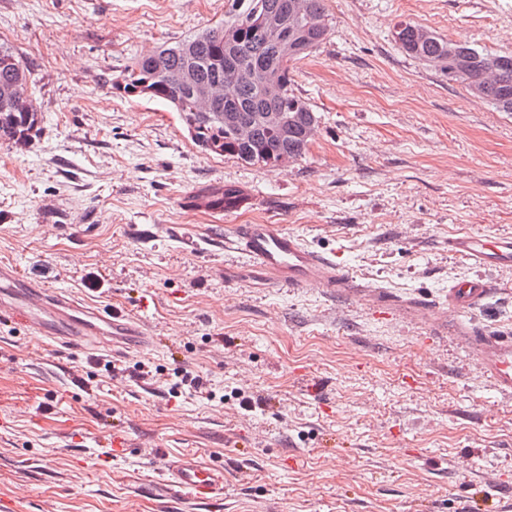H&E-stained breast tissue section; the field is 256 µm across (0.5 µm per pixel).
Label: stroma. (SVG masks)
Listing matches in <instances>:
<instances>
[{
    "mask_svg": "<svg viewBox=\"0 0 512 512\" xmlns=\"http://www.w3.org/2000/svg\"><path fill=\"white\" fill-rule=\"evenodd\" d=\"M325 7L328 37L292 83L317 131L302 158L263 167L203 151L165 102L112 87L159 44L223 23L228 0H0V42L31 69L44 117L26 149L0 143V264L150 338L85 349L0 321L13 512H512V394L400 310L480 272L449 237L512 235V114L393 39L406 20L512 52V0ZM227 186L247 204L208 206ZM257 223L331 255L362 292L269 284L228 245ZM480 273L496 292L463 321L512 335V269ZM381 289L386 305L371 304ZM108 360L159 372L113 378ZM183 367L208 396L169 395ZM185 452L223 468V494L165 483Z\"/></svg>",
    "mask_w": 512,
    "mask_h": 512,
    "instance_id": "stroma-1",
    "label": "stroma"
}]
</instances>
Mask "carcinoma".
Listing matches in <instances>:
<instances>
[{"instance_id":"cac0c4a2","label":"carcinoma","mask_w":512,"mask_h":512,"mask_svg":"<svg viewBox=\"0 0 512 512\" xmlns=\"http://www.w3.org/2000/svg\"><path fill=\"white\" fill-rule=\"evenodd\" d=\"M296 0H230L224 24L204 30L157 50L166 54L170 78L156 75L149 54L141 55L113 87L126 95L137 92L167 103L177 102L182 121L196 128L195 143L207 151L230 155L249 164L283 166L305 154L316 131L318 116L308 102L292 89L295 63L316 51L327 36L325 0H301L298 30L299 47L288 57L281 56L273 38L248 24L255 13H272L297 27ZM394 40L407 55L439 68L450 83H459L473 96L490 103L500 112L512 113V53H489L472 45L452 41L429 29L407 21L399 22ZM496 63V73L485 72V64ZM237 62L273 75L280 84V96L271 101L258 83L228 87L224 83L228 63ZM31 72L9 44L0 43V142L15 148L27 146L41 130L42 114L28 95ZM209 83L242 118L248 128L246 138L224 124L220 114L196 112L192 85ZM21 107H16V101ZM282 113L285 122L272 128L264 114ZM238 191L224 188L215 192L209 205L228 208L238 201Z\"/></svg>"}]
</instances>
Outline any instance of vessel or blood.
<instances>
[{
    "mask_svg": "<svg viewBox=\"0 0 512 512\" xmlns=\"http://www.w3.org/2000/svg\"><path fill=\"white\" fill-rule=\"evenodd\" d=\"M232 244L247 255L273 285L283 288H347L358 292L341 273L335 260L308 246L300 236L271 224H241ZM450 252L474 264L500 269L512 268V236L464 234L450 238ZM493 285L483 279H463L448 288V310L461 313L483 307L493 295ZM38 336L61 344L93 342L115 347L139 344L143 333L133 320L102 311L67 293L25 280L15 267L0 266V314ZM449 329L477 358L497 391L512 393V336L483 328L449 322ZM171 486L207 499L224 489V473L195 455L186 454L167 468Z\"/></svg>",
    "mask_w": 512,
    "mask_h": 512,
    "instance_id": "obj_1",
    "label": "vessel or blood"
}]
</instances>
